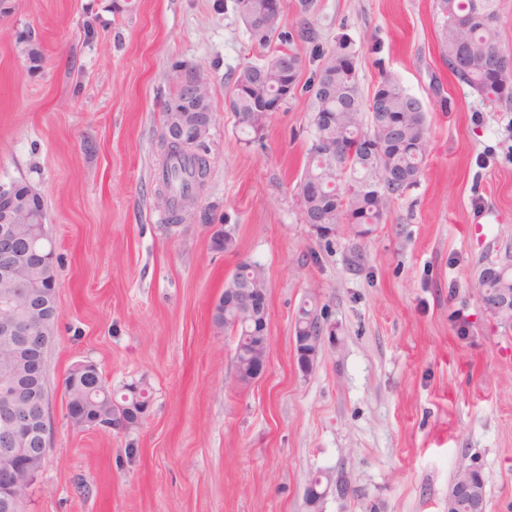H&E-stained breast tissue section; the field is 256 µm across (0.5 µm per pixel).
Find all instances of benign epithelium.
I'll return each instance as SVG.
<instances>
[{
    "mask_svg": "<svg viewBox=\"0 0 512 512\" xmlns=\"http://www.w3.org/2000/svg\"><path fill=\"white\" fill-rule=\"evenodd\" d=\"M201 78L187 81L183 92L166 112L163 135L167 142L193 151L206 142L212 119L202 115L204 103L198 91ZM42 198L19 180L0 182V343L10 354L0 358V512H21L22 487L43 469L50 447L49 391L46 352L55 323L56 267L54 248L46 225L39 223ZM512 269V255L483 264L477 281L487 283ZM495 319L512 325V289L499 288L491 301H481ZM224 305L238 309V319L260 328L261 351L252 365L251 380L266 371L270 344L267 289L254 275L237 287L224 289ZM150 401L130 407L120 428L139 426L148 416ZM465 500L469 512H486V501L476 496L466 480L452 482L448 512Z\"/></svg>",
    "mask_w": 512,
    "mask_h": 512,
    "instance_id": "obj_1",
    "label": "benign epithelium"
}]
</instances>
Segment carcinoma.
<instances>
[{
  "label": "carcinoma",
  "mask_w": 512,
  "mask_h": 512,
  "mask_svg": "<svg viewBox=\"0 0 512 512\" xmlns=\"http://www.w3.org/2000/svg\"><path fill=\"white\" fill-rule=\"evenodd\" d=\"M235 8L258 57L245 63L235 75L228 95L229 106L245 130L262 131V117H252L256 102L263 98L278 100L286 95L284 85L297 86L305 61L292 50L288 54V69L281 67V45L289 44L293 37L282 31V13L270 11L267 0H235ZM435 11L440 18L438 38L450 71L487 98L511 99L512 72L504 75L499 85L485 87L488 75L484 65L502 52L497 0H435ZM462 26L468 27L470 42L463 72L454 65L459 60L458 32ZM298 37L315 44L313 59L318 61L317 73L310 84L314 111L337 112L336 126H312L311 139L341 138L353 150L332 164L318 160L313 156L314 148H308L300 182L319 184L321 193L316 200L300 197L301 217L304 221L317 218L324 224H337L346 216L353 225L354 236L364 238L382 223L391 200L414 185L422 173L429 154L426 113L421 100L390 74L381 76L374 91L384 100V110L370 111L357 74L344 68L347 57H358L360 49L356 44L342 34L324 50L316 44V34L309 25L299 30ZM326 74L331 75L333 83L321 90L319 86ZM395 127L400 146L373 155L361 150L366 135L390 139ZM161 148L163 160L156 175V194L166 196L167 213L172 216L180 211L182 200L193 195L196 178L210 168L209 153L205 146L193 153H183L164 140ZM329 198L336 199V206H328ZM213 323L226 335L238 339L245 335L244 327L236 326L231 310L214 315ZM106 387L98 369L81 377L69 373L63 382L65 405L69 407L79 399L101 408L106 417L126 415L130 405L127 396L109 402L95 397L97 391Z\"/></svg>",
  "instance_id": "cac0c4a2"
}]
</instances>
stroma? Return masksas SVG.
<instances>
[{"instance_id":"35a3bbf8","label":"stroma","mask_w":512,"mask_h":512,"mask_svg":"<svg viewBox=\"0 0 512 512\" xmlns=\"http://www.w3.org/2000/svg\"><path fill=\"white\" fill-rule=\"evenodd\" d=\"M285 0L282 28L308 63L292 99L246 140L226 104L254 60L234 0H0V182L40 194L59 257L47 351L51 448L25 512H448L475 467L487 512H512V329L481 306L475 274L512 247V100L487 102L441 56L433 0ZM348 35L371 96L395 76L426 111L429 155L383 224L323 239L301 220L316 64ZM44 66L27 69L20 35ZM206 83L211 171L198 212L163 229L154 173L164 106L188 73ZM489 209L497 223L472 226ZM236 247H210L212 226ZM264 272L265 374L233 381L234 341L212 308L241 261ZM329 315L309 372L294 322ZM98 365L114 394L144 381L148 419L73 427L63 381ZM346 479L348 494L336 482Z\"/></svg>"}]
</instances>
